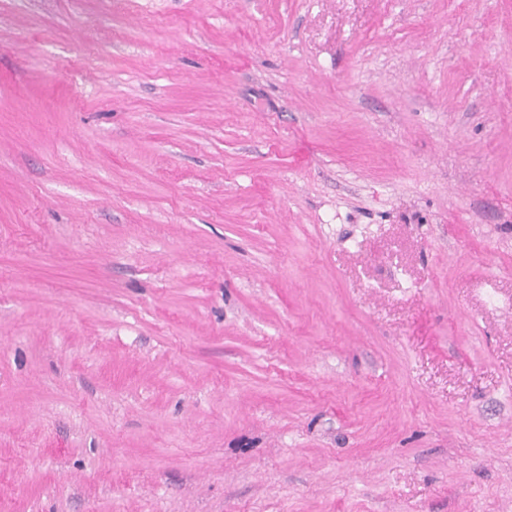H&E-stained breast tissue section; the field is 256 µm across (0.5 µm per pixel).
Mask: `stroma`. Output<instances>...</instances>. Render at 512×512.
I'll list each match as a JSON object with an SVG mask.
<instances>
[{
	"label": "stroma",
	"mask_w": 512,
	"mask_h": 512,
	"mask_svg": "<svg viewBox=\"0 0 512 512\" xmlns=\"http://www.w3.org/2000/svg\"><path fill=\"white\" fill-rule=\"evenodd\" d=\"M0 512H512V0H0Z\"/></svg>",
	"instance_id": "obj_1"
}]
</instances>
